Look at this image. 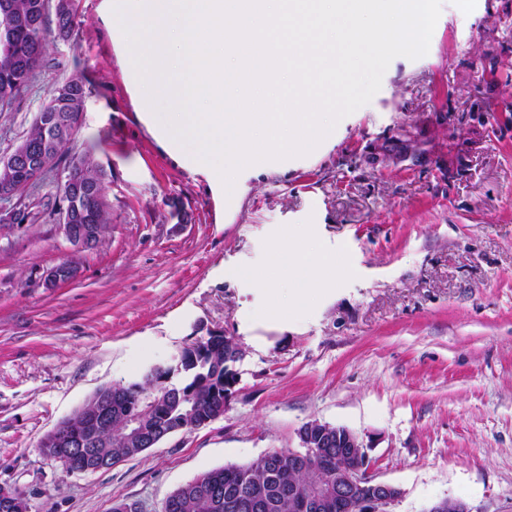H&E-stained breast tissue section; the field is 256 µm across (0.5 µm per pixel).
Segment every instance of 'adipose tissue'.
I'll return each instance as SVG.
<instances>
[{
    "label": "adipose tissue",
    "mask_w": 512,
    "mask_h": 512,
    "mask_svg": "<svg viewBox=\"0 0 512 512\" xmlns=\"http://www.w3.org/2000/svg\"><path fill=\"white\" fill-rule=\"evenodd\" d=\"M271 251L274 257L272 276L263 278L243 268L230 270L229 275L256 288L262 296L261 304L246 313L244 325L264 321L284 329L288 326V311L282 303L278 281H289L294 287L293 298H300L307 293L309 287L323 286L327 275L336 266V254L322 244L310 249L295 247L284 235L273 242Z\"/></svg>",
    "instance_id": "adipose-tissue-1"
}]
</instances>
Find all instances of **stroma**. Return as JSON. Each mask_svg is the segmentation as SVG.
<instances>
[{"label":"stroma","mask_w":512,"mask_h":512,"mask_svg":"<svg viewBox=\"0 0 512 512\" xmlns=\"http://www.w3.org/2000/svg\"><path fill=\"white\" fill-rule=\"evenodd\" d=\"M101 3L79 0L75 41H50L52 66L0 114L1 157L82 69L85 123L31 194L58 196L67 158L89 154L112 213L87 251L55 213L0 223V484L30 512H162L197 476L299 449L317 420L359 435L403 491L391 512H512V0H442L426 55L394 58L320 155L245 173L231 204L138 121ZM282 232L335 249L336 276L287 330L243 333L260 297L227 272L262 268ZM65 260L79 279L48 285ZM214 334L243 351L223 416L96 472L40 455L97 389Z\"/></svg>","instance_id":"35a3bbf8"}]
</instances>
